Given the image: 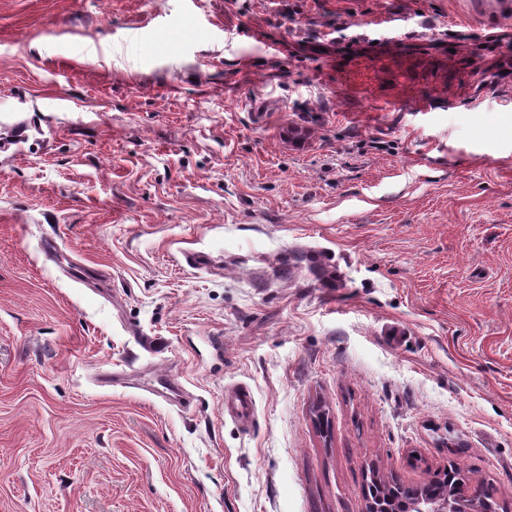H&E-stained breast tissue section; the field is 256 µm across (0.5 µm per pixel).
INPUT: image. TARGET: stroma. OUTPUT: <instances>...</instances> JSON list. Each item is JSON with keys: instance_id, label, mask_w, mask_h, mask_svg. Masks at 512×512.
Wrapping results in <instances>:
<instances>
[{"instance_id": "obj_1", "label": "stroma", "mask_w": 512, "mask_h": 512, "mask_svg": "<svg viewBox=\"0 0 512 512\" xmlns=\"http://www.w3.org/2000/svg\"><path fill=\"white\" fill-rule=\"evenodd\" d=\"M471 2L0 0V512H363L451 465L512 512V19ZM343 21L435 110L337 84ZM252 390L245 385L238 386L234 391L232 402L224 403V410L233 412L242 420H247L253 407Z\"/></svg>"}]
</instances>
